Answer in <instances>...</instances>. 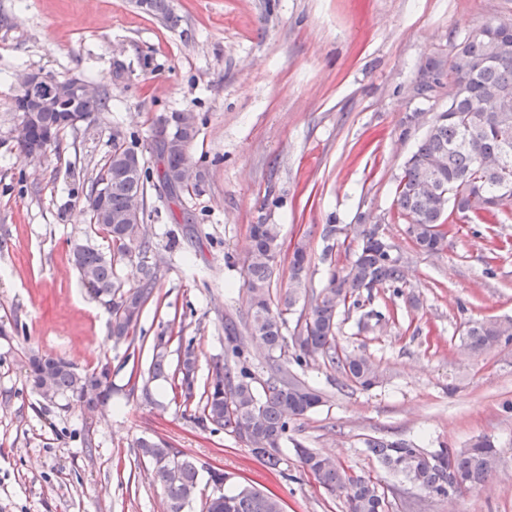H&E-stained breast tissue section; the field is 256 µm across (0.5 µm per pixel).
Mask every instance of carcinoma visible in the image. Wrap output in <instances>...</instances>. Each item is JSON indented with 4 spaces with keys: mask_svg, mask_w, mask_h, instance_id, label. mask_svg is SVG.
Masks as SVG:
<instances>
[{
    "mask_svg": "<svg viewBox=\"0 0 512 512\" xmlns=\"http://www.w3.org/2000/svg\"><path fill=\"white\" fill-rule=\"evenodd\" d=\"M486 28L491 35H470L453 43L448 59V109L429 124L397 177L393 200L396 213L407 224L415 246L427 253L443 249L456 212L471 224L496 223L503 206L499 185L512 182V26L488 24ZM70 102L62 97L51 100L31 123L30 139L18 142L19 148L30 152L38 143L37 129L58 121ZM107 102V93L100 90L95 97L78 102L77 107L90 119ZM197 135L195 125L182 132L179 140L170 141L167 148H156L163 163L162 181L172 194L189 190L179 181L184 165L192 163L190 149ZM128 152L130 149L115 144L103 164L109 173V206L114 216L133 208L139 218L115 223L98 217L93 224L110 237L117 253L130 256L136 250L145 253L151 249L143 224L150 173L145 166L132 169L125 161ZM345 235L344 226L323 225L322 261L332 260L336 249L345 245ZM356 238L358 245L351 262L333 270L327 285L312 294L308 309L300 312L292 336L287 337L284 329L288 313L307 293V246L303 242L296 244L290 260V283L285 295L275 301L270 287L274 263L281 252L280 227L250 225L245 277L250 315L245 329L264 345L269 370L264 383H258L243 337L235 328L226 329L225 352L232 360L214 363L191 417L202 428L211 426L238 435L252 454L272 469L282 463V444L289 442L319 486L345 500L347 512H391L385 489L376 478L349 470L290 435L296 421L324 405L325 395L306 380L288 373V365L303 369L321 359L338 366L348 381L364 389L378 383L379 369L370 356L339 345L338 318L362 307L365 291L390 288L394 295H404L408 278L401 256L391 244L376 239L372 228L359 225ZM73 264L83 285L112 314L113 346L133 347V333L145 306L159 302L158 267L142 265L137 282L126 287L116 277L113 259L90 245L73 248ZM171 341L170 336H158L153 344L147 376L141 379V396L148 404L155 403L149 383L160 377L177 383L184 403L195 397L197 358L193 339L178 336V344L184 345L183 356L172 371L166 350ZM510 342L511 319L471 320L461 335L462 345L474 354ZM288 352L291 356L284 365L281 357ZM26 374L32 389L46 404L55 405L64 398L97 411L112 399V368L108 362L80 370L62 356L33 352L27 357ZM365 446L369 456L388 471L440 500L450 493L457 497L483 485L498 465L497 448L486 437H479L464 448H442L430 457L403 440L372 437L365 440ZM136 448L139 457L156 462L171 450L164 441L146 438L139 439ZM173 462L172 472L159 469L156 476L174 506L173 512H181L194 495L199 469L179 451L174 453ZM283 509L282 499L276 494L239 484L224 489L221 501L205 502L202 512Z\"/></svg>",
    "mask_w": 512,
    "mask_h": 512,
    "instance_id": "1",
    "label": "carcinoma"
}]
</instances>
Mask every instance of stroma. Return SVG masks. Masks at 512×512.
<instances>
[{"label": "stroma", "mask_w": 512, "mask_h": 512, "mask_svg": "<svg viewBox=\"0 0 512 512\" xmlns=\"http://www.w3.org/2000/svg\"><path fill=\"white\" fill-rule=\"evenodd\" d=\"M172 15L136 0H0V512H164L166 498L135 443L160 439L201 467L186 512L212 492L208 471L281 497L285 512H346L285 449L267 467L224 431L190 420L168 379L156 404L130 396L151 359L154 336L194 338L197 381L224 356V325L248 318L244 286L249 227L279 225L282 250L273 296L288 287L289 259L303 242L308 285L324 288V225L382 220L407 264L409 296L373 289L364 309L339 318L338 341L378 364L364 390L322 362L304 378L327 396L293 436L353 470L377 477L393 512H512V344L472 354L460 344L468 321L512 318V204L496 224L457 219L442 251L415 247L396 219V178L421 137L407 113L448 107L447 87L413 95L421 66L447 60L452 37L512 21V0H168ZM39 71L105 86L110 104L92 124L64 130L41 158L18 149L17 77ZM198 115L193 162L203 179L170 194L159 177V118ZM142 154L150 171L144 226L152 249L118 260L125 285L140 263L159 268V307L135 329L143 348L127 358L109 337L107 307L89 295L72 248L113 255L94 228L85 195L113 140ZM391 318L361 329L364 310ZM81 368L110 361L114 392L103 411L75 403L42 409L26 379L28 352ZM486 436L498 468L480 489L452 502L429 498L381 468L370 437L425 451L461 448Z\"/></svg>", "instance_id": "1"}]
</instances>
